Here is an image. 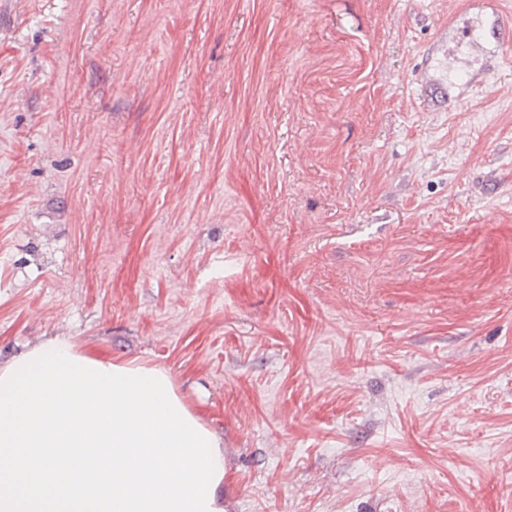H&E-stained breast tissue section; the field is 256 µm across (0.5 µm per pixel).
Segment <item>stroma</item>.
I'll return each mask as SVG.
<instances>
[{
	"label": "stroma",
	"instance_id": "1",
	"mask_svg": "<svg viewBox=\"0 0 512 512\" xmlns=\"http://www.w3.org/2000/svg\"><path fill=\"white\" fill-rule=\"evenodd\" d=\"M488 2L0 0V360L164 369L226 512H512ZM43 344H44V348H42V349H52V346H54V345H55V346H57V347H55V349H54V355H55V353H56V350H57L58 348H61V347L63 346L66 350H68V353H71V355H72V356H74V357H80V358H81V357H85L86 359H89V360H92V361H96V362H98V363L100 362V363H102V366H106V367H108V368H110L109 366H110V363H111V364H113V365H115V366H118V367H125V369L130 368V369H132V370H135V369H137L138 367H142V368H143V367H145V370H147V371H151V369H152V370L157 369V371H156L155 373H159V372H161V373H163V376H164V374H165V377H166V376H168V377H167V380H170V381H169V383H171V384H172V381H171V379H170L169 375H168L164 370L159 369L158 367H155V366H149V365H147L146 363H143V362H139V363H137V362H135V361H122V360H116V359H112V358H110V357L106 358V357H102V356L92 357V356H89V355H87V354H85V353L81 352V351L78 349V347H77L76 343H75V342H73L72 340H70V339H68V338H59V337H56V338H53V339H48V340H46V341H44V342H42V343H40V344H38V345H35V346L31 347L30 349H28L26 352H24V353H23V354H21L20 356H17V357H15V358H13L12 360H10V361H8V362L4 363L3 365H1V364H0V378H1L2 374H4V377H5V374H6V373H7V376H6V377H8V371H7V368H8V366H9V365H11V364L15 365V364L13 363V361H15V362H16L18 359H19L18 361H20L21 357H23L22 355L28 354V353H30V352H33V350H37V349L41 348ZM65 349H64V350H65ZM60 350H62V352H61V353H64V350H63V349H59V352H60ZM23 359H24V357H23ZM21 361H23V360L21 359ZM111 369H112V368H110V369H109V371H108L107 373H110V370H111ZM138 370H139V368H138ZM145 370H141V372H145ZM145 373H147V372H145ZM4 377L0 380V385H1V381H3V385H4ZM172 387H173V390H172V391H174V393L176 394L175 396H176V397H178V401H180V403L182 404L181 406H182V407H184V408H185V410H187V411H188V413L190 414V416H192V417H193V419H195V421H197V423H198V424H200V426H201V425L203 426V428H200V429H202V432L204 433V429H206V430H208L209 432H211V434H213V435H215V436H216V439H214V436L209 435V437H213L214 444H215V440H217V441H218L217 443H219V444H217V448H218V445H219L218 451L220 450V451H219L220 455H219V453H218V455H219V456H218V459H219L221 462H218V463H221V464L223 465V467H222V468L224 469V448H223V447H224V440H223V439H222L218 434H216L214 431H212L210 428H208V427H207V426H206V425L201 421V419H200L199 417H197L195 414H193V413L188 409V407L186 406V404L184 403V401L182 400V398H181V397L176 393V391H175V389H174L173 384H172ZM176 397H175V398H176ZM190 416H187V417H190ZM218 463H214V461H213V464H218Z\"/></svg>",
	"mask_w": 512,
	"mask_h": 512
}]
</instances>
